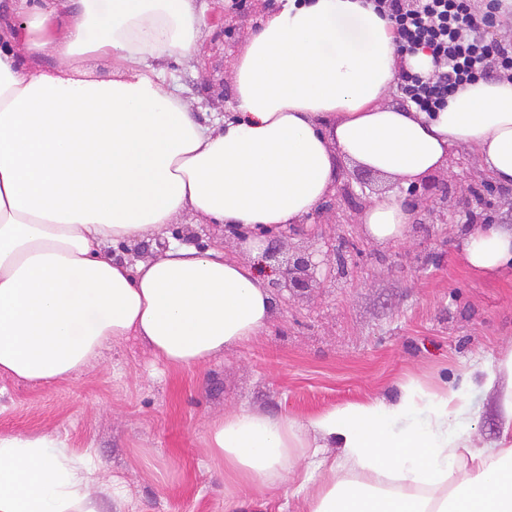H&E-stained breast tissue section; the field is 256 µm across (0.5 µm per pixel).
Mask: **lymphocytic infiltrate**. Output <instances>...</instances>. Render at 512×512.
Segmentation results:
<instances>
[{"label":"lymphocytic infiltrate","mask_w":512,"mask_h":512,"mask_svg":"<svg viewBox=\"0 0 512 512\" xmlns=\"http://www.w3.org/2000/svg\"><path fill=\"white\" fill-rule=\"evenodd\" d=\"M396 34L401 53L425 51L433 71L424 76L402 70L398 87L406 103L420 112H438L458 87L481 79L512 81V46L490 41L493 22L512 26L511 14H500L498 0L476 13L470 0H371Z\"/></svg>","instance_id":"1"}]
</instances>
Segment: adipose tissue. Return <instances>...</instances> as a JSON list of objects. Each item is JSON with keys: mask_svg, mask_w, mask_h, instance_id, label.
Listing matches in <instances>:
<instances>
[{"mask_svg": "<svg viewBox=\"0 0 512 512\" xmlns=\"http://www.w3.org/2000/svg\"><path fill=\"white\" fill-rule=\"evenodd\" d=\"M201 33L194 0H14L0 19V375L49 384L130 338L191 369L263 331L272 299L253 266L188 245L133 265L109 254L184 214L300 224L338 161L410 186L458 149L512 185V82L465 85L432 114L387 104L400 68L433 63L398 56L368 0H284L244 46L220 126L200 124L158 67ZM361 222L388 243L411 212L390 191ZM462 253L478 271L512 268V232L477 226ZM481 374L487 388L509 378L491 447L472 440L468 372L303 420L224 415L207 434L224 501L239 512L240 490L264 496L302 460L322 474L304 512H512V352ZM93 473L64 442L0 435V512H100Z\"/></svg>", "mask_w": 512, "mask_h": 512, "instance_id": "obj_1", "label": "adipose tissue"}]
</instances>
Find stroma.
Wrapping results in <instances>:
<instances>
[{"instance_id": "obj_1", "label": "stroma", "mask_w": 512, "mask_h": 512, "mask_svg": "<svg viewBox=\"0 0 512 512\" xmlns=\"http://www.w3.org/2000/svg\"><path fill=\"white\" fill-rule=\"evenodd\" d=\"M204 34L192 56L164 64L165 84L193 104L200 120L232 116L224 79L246 42L281 0H196ZM233 25L225 37V25ZM462 210L410 228L405 240L378 243L361 224H340V269L320 274L301 297L273 295V319L257 336L192 369L157 360L141 342L113 344L77 377L50 385L0 378V435H49L92 449L95 486L106 512H225L224 468L206 445L213 421L243 407L298 419L390 396L410 378L431 387L497 363L512 351V276L484 274L461 257L469 230ZM194 228L195 247L258 263L261 253L225 240L218 224L184 215L166 244ZM472 433L501 437L496 392L467 397ZM290 475L264 498L243 494L242 512H302Z\"/></svg>"}]
</instances>
